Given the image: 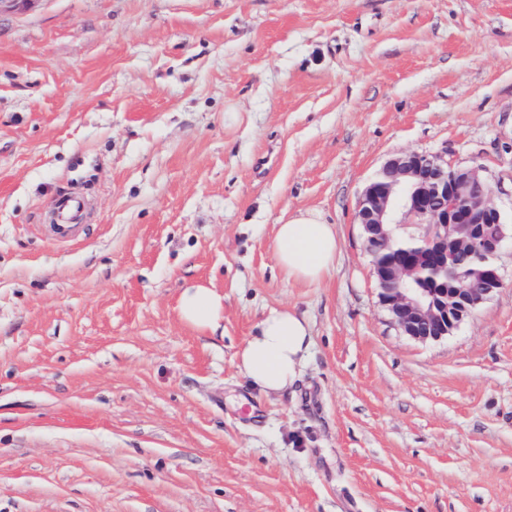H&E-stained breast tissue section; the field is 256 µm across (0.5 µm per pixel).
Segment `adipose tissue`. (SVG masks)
Returning a JSON list of instances; mask_svg holds the SVG:
<instances>
[{
    "mask_svg": "<svg viewBox=\"0 0 512 512\" xmlns=\"http://www.w3.org/2000/svg\"><path fill=\"white\" fill-rule=\"evenodd\" d=\"M340 242L335 225L319 214L300 211L276 226L274 261L284 277L302 285L320 283L336 262ZM181 318L201 328L217 325L222 299L210 288L197 285L180 296ZM312 344L306 318L289 309H275L258 323L237 354V367L249 383L264 394L286 391Z\"/></svg>",
    "mask_w": 512,
    "mask_h": 512,
    "instance_id": "1",
    "label": "adipose tissue"
}]
</instances>
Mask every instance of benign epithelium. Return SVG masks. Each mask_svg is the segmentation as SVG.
Segmentation results:
<instances>
[{"label":"benign epithelium","instance_id":"1","mask_svg":"<svg viewBox=\"0 0 512 512\" xmlns=\"http://www.w3.org/2000/svg\"><path fill=\"white\" fill-rule=\"evenodd\" d=\"M479 166H451L440 154L402 152L370 179L355 219L372 257L379 299L410 338L448 337L472 310L504 288L496 256L507 237L502 214ZM422 228L419 246L398 247ZM461 256L477 265L475 280L448 276Z\"/></svg>","mask_w":512,"mask_h":512}]
</instances>
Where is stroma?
I'll use <instances>...</instances> for the list:
<instances>
[{"mask_svg": "<svg viewBox=\"0 0 512 512\" xmlns=\"http://www.w3.org/2000/svg\"><path fill=\"white\" fill-rule=\"evenodd\" d=\"M405 151L482 166L512 229V0L0 14V512H512V239L453 334L404 336L355 212ZM299 211L340 240L312 286L274 264ZM283 307L312 345L265 395L237 354ZM178 310L181 318L188 323L201 328H213L221 318L224 304L222 297L211 288L197 285L181 294Z\"/></svg>", "mask_w": 512, "mask_h": 512, "instance_id": "stroma-1", "label": "stroma"}]
</instances>
